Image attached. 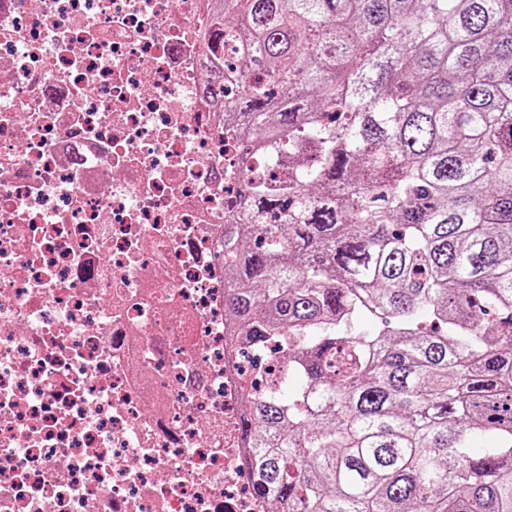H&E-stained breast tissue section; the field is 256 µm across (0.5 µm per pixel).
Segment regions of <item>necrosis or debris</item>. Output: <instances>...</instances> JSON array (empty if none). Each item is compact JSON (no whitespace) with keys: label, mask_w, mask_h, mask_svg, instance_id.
Instances as JSON below:
<instances>
[{"label":"necrosis or debris","mask_w":512,"mask_h":512,"mask_svg":"<svg viewBox=\"0 0 512 512\" xmlns=\"http://www.w3.org/2000/svg\"><path fill=\"white\" fill-rule=\"evenodd\" d=\"M212 29L211 0H0V512H273Z\"/></svg>","instance_id":"obj_1"}]
</instances>
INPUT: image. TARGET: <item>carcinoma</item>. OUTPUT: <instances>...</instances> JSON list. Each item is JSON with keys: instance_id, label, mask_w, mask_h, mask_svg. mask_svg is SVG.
<instances>
[{"instance_id": "1", "label": "carcinoma", "mask_w": 512, "mask_h": 512, "mask_svg": "<svg viewBox=\"0 0 512 512\" xmlns=\"http://www.w3.org/2000/svg\"><path fill=\"white\" fill-rule=\"evenodd\" d=\"M246 151L224 253L277 512H512V0H224ZM277 222L255 224L257 210ZM362 317L378 329L352 333Z\"/></svg>"}]
</instances>
